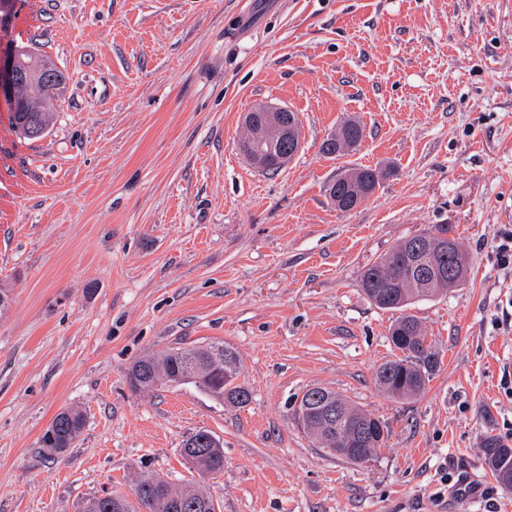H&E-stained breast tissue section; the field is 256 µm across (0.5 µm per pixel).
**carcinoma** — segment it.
<instances>
[{
    "instance_id": "cac0c4a2",
    "label": "carcinoma",
    "mask_w": 512,
    "mask_h": 512,
    "mask_svg": "<svg viewBox=\"0 0 512 512\" xmlns=\"http://www.w3.org/2000/svg\"><path fill=\"white\" fill-rule=\"evenodd\" d=\"M26 112L12 113L13 125L26 138L42 136L54 119L56 93L35 88L27 94ZM363 126L356 120L345 121L336 133L327 137L321 151L327 156H340L361 143ZM288 150V142L280 141L267 147V170L283 167L280 156ZM379 184L377 171L370 167H353L336 175L329 184V198L336 209L348 212L359 207ZM408 246L404 241L394 247L379 261L365 268L360 283L365 295L382 309L399 312L388 328L392 358L376 370L378 386L395 400H410L422 393L440 366L439 355L433 349L420 319L407 312L416 302L430 300L442 292L463 286L467 270H458L453 253L433 251L428 253L425 264L454 270V281L446 279L419 280L407 268ZM192 373V384L208 396L233 406L241 407L250 401V392L237 382L240 358L236 350L222 343L210 342L191 348L170 347L157 355H146L130 367L128 378L135 390H149L160 384L175 381V375ZM331 406L339 423L323 426L320 419L305 428V434L318 448H334L350 438L360 426L384 424V421L362 409L335 392H330ZM85 426L84 415L73 408L64 409L53 418V430L60 446L46 448L47 454L65 452L78 439ZM388 434L367 436L355 448L350 462L363 464L375 458L385 447ZM484 463L496 480L512 488V446L500 436L488 433L481 444ZM182 455L185 461L204 476H217L224 471V449L221 442L197 449L184 441ZM217 505L203 490L178 487L159 474L143 473L131 488V494L120 491L94 495L85 501L83 512H216Z\"/></svg>"
}]
</instances>
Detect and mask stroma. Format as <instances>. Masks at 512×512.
I'll return each mask as SVG.
<instances>
[{
    "mask_svg": "<svg viewBox=\"0 0 512 512\" xmlns=\"http://www.w3.org/2000/svg\"><path fill=\"white\" fill-rule=\"evenodd\" d=\"M20 46L67 82L38 139L0 98V512H81L146 471L221 512H512L480 452L512 442V0H15L0 54ZM257 102L298 117L274 173L238 147ZM349 118L362 143L325 156ZM353 166L383 176L344 213L326 188ZM437 224L468 277L412 307L440 366L397 401L374 379L394 314L360 274ZM212 341L238 352L247 405L131 388L138 358ZM313 386L386 422L377 458L314 447L292 419ZM68 407L83 432L45 454ZM200 429L224 448L214 478L180 454ZM464 479L479 496L449 500Z\"/></svg>",
    "mask_w": 512,
    "mask_h": 512,
    "instance_id": "obj_1",
    "label": "stroma"
}]
</instances>
